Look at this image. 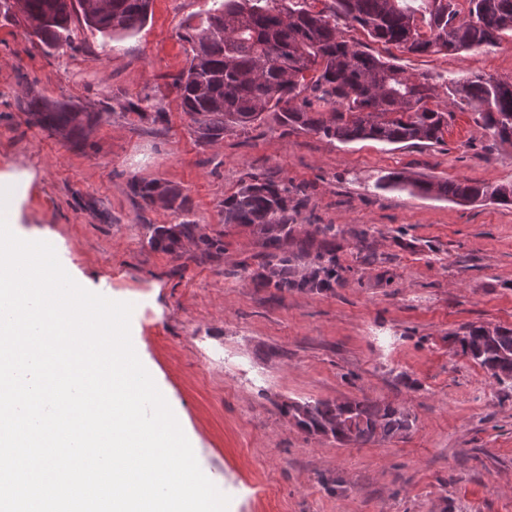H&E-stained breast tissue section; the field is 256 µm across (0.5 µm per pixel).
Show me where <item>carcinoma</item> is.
I'll list each match as a JSON object with an SVG mask.
<instances>
[{
	"label": "carcinoma",
	"mask_w": 512,
	"mask_h": 512,
	"mask_svg": "<svg viewBox=\"0 0 512 512\" xmlns=\"http://www.w3.org/2000/svg\"><path fill=\"white\" fill-rule=\"evenodd\" d=\"M85 0H22L18 9L30 23L26 30L48 48L70 38L73 16L104 38L139 30L151 14L152 0H105V6H84ZM326 0L315 11L297 0H213L214 7L179 38L190 45L188 68L175 79L181 106L193 123L198 141L213 143L227 131H246L273 113L278 124L301 129L329 141L372 140L383 144L420 145L442 140L454 112L428 107L436 91L434 78L415 77L399 64L350 44L339 21L357 24L375 42L395 45L412 54L450 53L497 46L512 33V0ZM448 98L466 105L494 141L512 145V83L475 75L447 81ZM29 114L41 128L78 145L86 130L100 123L101 112H86L70 102L33 99ZM379 189L399 188L419 196L451 201L512 205V183L489 186L462 180L431 181L388 174ZM135 196L147 204L162 200L183 213L182 192L160 181H131ZM285 181L255 177L224 200V221L256 228L265 263L281 276L266 282L279 290L330 287L334 270L322 268L295 280L288 265L316 248V258L336 259V225L315 224L297 254L288 252L292 227L289 211L302 206ZM149 244L177 253L188 242L196 254L224 252L222 235L199 232L195 222L150 226ZM484 326L470 325L475 337L471 359L502 384L512 382V329L498 328L482 338ZM297 425L308 432L336 430L343 444H366L410 427L404 413L366 399L338 405L315 401L287 406Z\"/></svg>",
	"instance_id": "cac0c4a2"
}]
</instances>
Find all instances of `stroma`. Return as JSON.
<instances>
[{"label":"stroma","mask_w":512,"mask_h":512,"mask_svg":"<svg viewBox=\"0 0 512 512\" xmlns=\"http://www.w3.org/2000/svg\"><path fill=\"white\" fill-rule=\"evenodd\" d=\"M211 0H153L120 40L79 31L54 48L24 36L0 7V177L21 187L19 230L54 240L82 287L129 299L136 352L182 417L201 469L229 512H512V386L462 355L466 326L512 329V205L455 203L380 190V176L512 182V146L494 144L471 111L456 110L441 142L349 144L282 127L198 142L173 85L188 66L178 38ZM346 40L438 83L431 108H450L443 80L512 81V37L490 49L413 55ZM157 107L130 104L145 94ZM108 113L79 146L35 125L32 98ZM163 121H155V111ZM301 189L294 240L339 227L336 278L321 291L265 287L253 227L224 221V201L252 177ZM161 181L189 199L201 231L223 233L208 260L150 246L149 225L179 222L145 205L132 179ZM369 399L411 427L365 445L309 434L282 405Z\"/></svg>","instance_id":"35a3bbf8"}]
</instances>
